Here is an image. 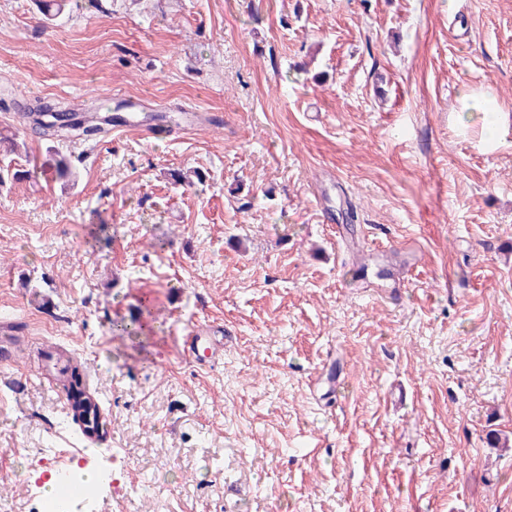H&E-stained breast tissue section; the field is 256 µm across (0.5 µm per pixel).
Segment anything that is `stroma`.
I'll return each mask as SVG.
<instances>
[{
    "mask_svg": "<svg viewBox=\"0 0 512 512\" xmlns=\"http://www.w3.org/2000/svg\"><path fill=\"white\" fill-rule=\"evenodd\" d=\"M115 93L168 129L27 115ZM15 132L0 318L88 367L112 432L89 450L51 362L0 360V512L50 460L98 471L93 512H512V0H0ZM47 106V105H45ZM51 109H56L60 112L70 113L74 122L72 124H68V126H60L56 124H49L48 122L54 120L52 116L43 114V112H39L37 109H30V112L27 115H36L35 123L38 125L37 127L42 131L43 135L47 136H67L72 137L76 140L81 141H100L103 139L108 130L103 126L102 122L97 120H93V118H84L78 119L76 112H71L67 109H63L61 106L52 107L47 106ZM44 117H49V120L44 121ZM205 335H208L207 330L197 328L188 332L184 338V351L197 362L209 357L210 344Z\"/></svg>",
    "mask_w": 512,
    "mask_h": 512,
    "instance_id": "obj_1",
    "label": "stroma"
}]
</instances>
